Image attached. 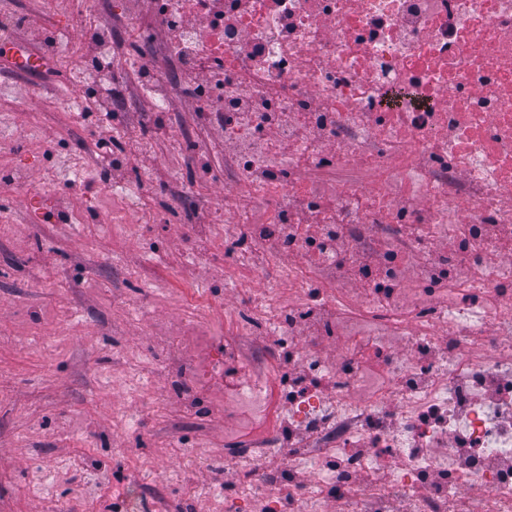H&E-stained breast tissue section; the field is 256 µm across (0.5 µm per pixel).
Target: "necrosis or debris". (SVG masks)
Listing matches in <instances>:
<instances>
[{"label":"necrosis or debris","instance_id":"obj_1","mask_svg":"<svg viewBox=\"0 0 512 512\" xmlns=\"http://www.w3.org/2000/svg\"><path fill=\"white\" fill-rule=\"evenodd\" d=\"M205 2L202 34L190 0H147L129 25L175 29L143 46L156 111L203 86L235 144L210 147L224 221L261 259L228 238L227 263L299 295L288 312L242 296L185 364L243 443L247 488L310 459L350 512H512V471L484 466L512 464V0ZM289 366L319 384L283 408ZM296 427L309 454L268 469Z\"/></svg>","mask_w":512,"mask_h":512}]
</instances>
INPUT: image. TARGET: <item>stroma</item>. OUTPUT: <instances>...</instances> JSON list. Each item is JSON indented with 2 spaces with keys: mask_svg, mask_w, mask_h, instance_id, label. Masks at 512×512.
Masks as SVG:
<instances>
[{
  "mask_svg": "<svg viewBox=\"0 0 512 512\" xmlns=\"http://www.w3.org/2000/svg\"><path fill=\"white\" fill-rule=\"evenodd\" d=\"M38 54L33 72L0 49V512H115V491L140 478L159 488L143 512H273L283 495L248 494L241 449L224 442L223 416L172 393L181 359L156 344L183 329L193 289L235 301L226 281L224 227L214 221L224 184L204 172L169 121L199 128V145L224 138L201 126L192 99L168 116L143 95L111 116L98 99L67 102L96 53L79 40L56 58V29L81 30L69 0H9ZM148 173L140 208L112 198L116 155ZM194 190V209L178 190Z\"/></svg>",
  "mask_w": 512,
  "mask_h": 512,
  "instance_id": "35a3bbf8",
  "label": "stroma"
}]
</instances>
